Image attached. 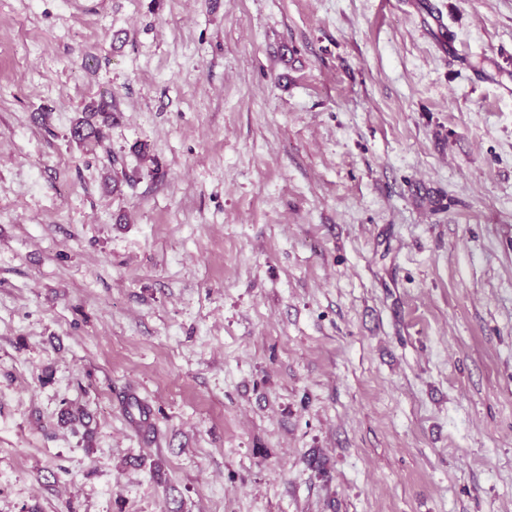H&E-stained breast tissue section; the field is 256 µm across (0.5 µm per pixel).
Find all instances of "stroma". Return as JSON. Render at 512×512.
<instances>
[{
    "mask_svg": "<svg viewBox=\"0 0 512 512\" xmlns=\"http://www.w3.org/2000/svg\"><path fill=\"white\" fill-rule=\"evenodd\" d=\"M0 512H512V0H0ZM82 113L72 129V137L78 141L93 138L102 140L105 137V128L112 125V99L101 97L84 106Z\"/></svg>",
    "mask_w": 512,
    "mask_h": 512,
    "instance_id": "35a3bbf8",
    "label": "stroma"
}]
</instances>
